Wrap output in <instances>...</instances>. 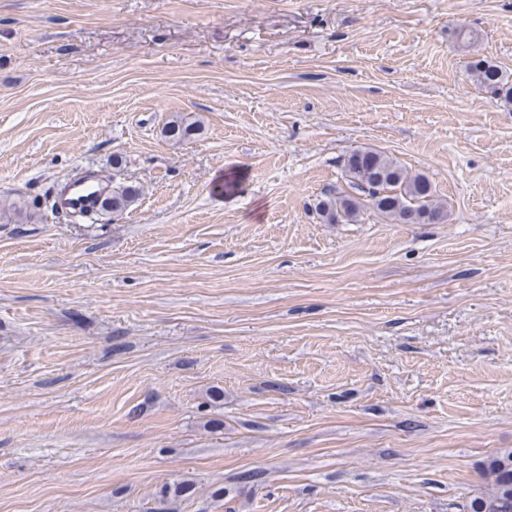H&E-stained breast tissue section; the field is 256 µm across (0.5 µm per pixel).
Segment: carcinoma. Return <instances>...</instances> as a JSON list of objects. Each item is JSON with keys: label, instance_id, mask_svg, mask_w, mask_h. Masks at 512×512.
I'll list each match as a JSON object with an SVG mask.
<instances>
[{"label": "carcinoma", "instance_id": "obj_1", "mask_svg": "<svg viewBox=\"0 0 512 512\" xmlns=\"http://www.w3.org/2000/svg\"><path fill=\"white\" fill-rule=\"evenodd\" d=\"M473 79L497 99L512 104V75L485 60L469 66ZM197 123L181 119L169 122L165 134L174 141L191 138ZM348 190L326 193L316 210L326 224H350L366 209L376 211L394 224H437L444 220V209L435 200L432 183L422 174H411L396 160L373 150H357L343 164ZM138 190L119 186L102 198L98 212L120 217L135 202ZM483 476L489 491L470 501L467 512H512V449L490 456L484 463ZM193 484L179 481L166 484L158 492L159 503L171 498L189 497Z\"/></svg>", "mask_w": 512, "mask_h": 512}]
</instances>
